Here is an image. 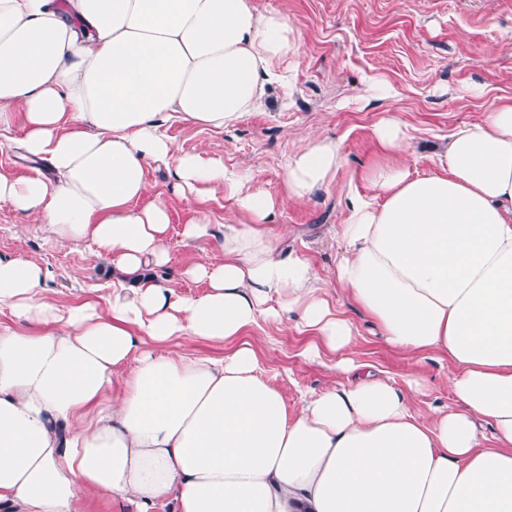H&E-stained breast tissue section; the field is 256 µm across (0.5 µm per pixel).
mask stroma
Wrapping results in <instances>:
<instances>
[{
  "instance_id": "stroma-1",
  "label": "stroma",
  "mask_w": 512,
  "mask_h": 512,
  "mask_svg": "<svg viewBox=\"0 0 512 512\" xmlns=\"http://www.w3.org/2000/svg\"><path fill=\"white\" fill-rule=\"evenodd\" d=\"M260 10L288 14L302 38L297 63L285 80L272 84L265 107L245 113L221 131L188 122L163 126V133L186 153L208 150L229 168L250 171L255 186L277 192L289 157L319 135L339 142L348 163L334 184L306 202L281 200L273 220L281 231L282 253L306 256L329 284L326 298L356 334L355 352L385 380L403 383L418 376L424 394L411 402L415 415L431 408H454L449 380L456 365L447 356L401 352L387 344L350 294L334 282L339 244L335 231L346 218L345 193L375 198L367 176L381 150L374 125L397 114L417 133L402 162L410 176L434 170L449 135L484 112L512 99V0H255ZM481 85L484 95H465ZM151 197L163 200L170 216L166 233L168 263L159 278L178 294H201L205 281L189 277L194 266L214 255L211 239L186 241L185 224L197 216L195 202L175 195L165 171L147 172ZM91 244L63 246L31 220L0 203V254L31 259L51 275L57 303H104L112 290V264H89ZM261 368L280 389L289 411L305 396L347 382L336 371L335 354L304 357L313 341L293 322L260 321L244 336Z\"/></svg>"
}]
</instances>
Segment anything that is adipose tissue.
I'll use <instances>...</instances> for the list:
<instances>
[{"mask_svg": "<svg viewBox=\"0 0 512 512\" xmlns=\"http://www.w3.org/2000/svg\"><path fill=\"white\" fill-rule=\"evenodd\" d=\"M300 51L288 15L254 0H0V132L21 120L18 147L52 172L0 174V202L61 245L92 243L115 272L106 311L60 306L41 265L0 255L14 319L0 323V512H82L87 491L134 512H512V101L455 130L416 178L398 162L409 128L381 120L368 177L382 200L349 194L336 230V281L386 342L458 368L457 409L424 422L411 409L423 382L391 384L351 357L325 280L270 228L280 197L333 183L342 147L310 139L275 194L161 132L234 125ZM152 167L201 207L183 236L214 243L189 272L203 294L152 274L169 223ZM215 185L236 203L218 229L204 209ZM263 316L316 336L306 355L342 353L353 380L288 412L238 342ZM180 338L238 346L195 357L171 350Z\"/></svg>", "mask_w": 512, "mask_h": 512, "instance_id": "adipose-tissue-1", "label": "adipose tissue"}]
</instances>
